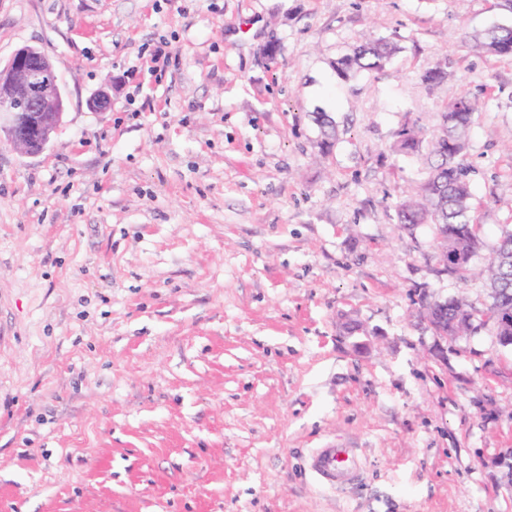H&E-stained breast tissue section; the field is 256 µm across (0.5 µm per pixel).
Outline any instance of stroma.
<instances>
[{
	"instance_id": "1",
	"label": "stroma",
	"mask_w": 512,
	"mask_h": 512,
	"mask_svg": "<svg viewBox=\"0 0 512 512\" xmlns=\"http://www.w3.org/2000/svg\"><path fill=\"white\" fill-rule=\"evenodd\" d=\"M510 24L499 0H0V66L40 48L66 100L42 153L0 144V512H512V346L421 314L489 291L398 224L428 168L393 149L479 98L484 265L512 57L462 37ZM365 34L400 50L338 78ZM336 444L361 470L332 489L307 462Z\"/></svg>"
}]
</instances>
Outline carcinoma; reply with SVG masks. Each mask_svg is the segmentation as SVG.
<instances>
[{
	"mask_svg": "<svg viewBox=\"0 0 512 512\" xmlns=\"http://www.w3.org/2000/svg\"><path fill=\"white\" fill-rule=\"evenodd\" d=\"M466 39L479 53L512 56V26H497L482 36L468 33ZM396 50V45L387 40L367 39L353 54L336 60V74L347 80L361 71H378ZM479 112L478 100L461 93L448 102L432 130L411 127L401 131L398 150L410 154L427 147L430 172L410 198L395 203V212L400 224L432 226L443 270L463 279L477 275L486 280L492 298L486 316L494 322L500 341L512 345V228L502 232L483 269L476 271L471 266L479 248V228L472 205L466 147ZM422 307L441 336L468 335L478 317V312L461 298L425 301Z\"/></svg>",
	"mask_w": 512,
	"mask_h": 512,
	"instance_id": "obj_1",
	"label": "carcinoma"
}]
</instances>
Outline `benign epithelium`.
I'll return each mask as SVG.
<instances>
[{"label": "benign epithelium", "instance_id": "obj_1", "mask_svg": "<svg viewBox=\"0 0 512 512\" xmlns=\"http://www.w3.org/2000/svg\"><path fill=\"white\" fill-rule=\"evenodd\" d=\"M18 95L30 112L0 113V142L21 155H34L51 142L62 122L66 101L52 60L39 48L24 46L0 70V96Z\"/></svg>", "mask_w": 512, "mask_h": 512}]
</instances>
